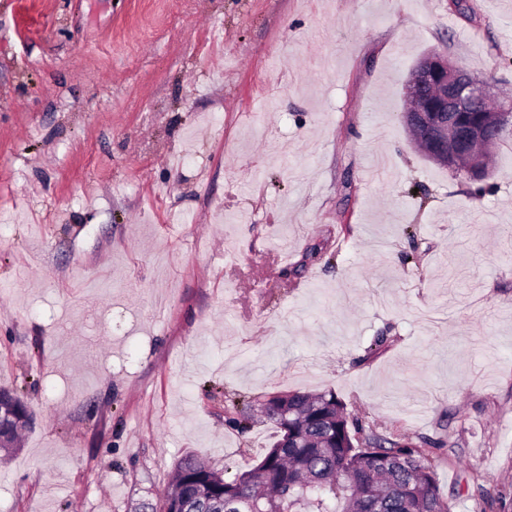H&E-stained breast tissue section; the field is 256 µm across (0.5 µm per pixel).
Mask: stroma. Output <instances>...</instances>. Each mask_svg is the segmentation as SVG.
I'll use <instances>...</instances> for the list:
<instances>
[{"instance_id": "1", "label": "stroma", "mask_w": 512, "mask_h": 512, "mask_svg": "<svg viewBox=\"0 0 512 512\" xmlns=\"http://www.w3.org/2000/svg\"><path fill=\"white\" fill-rule=\"evenodd\" d=\"M431 51L512 88V0H0V512H132L258 463L231 399L334 390L512 512V138L400 119ZM378 355L367 351L377 338ZM10 401H7V403H4V406L7 404L13 408V412L16 413L18 419H22V421L13 422L10 430L6 432L4 435H1V437H5V442L1 446L0 450L4 451L5 453H12L13 451L17 450V448H14L15 440H16V433L18 429H21L22 427L26 426L29 423L30 420V413L28 411L27 405L25 402L15 395V397L10 398Z\"/></svg>"}]
</instances>
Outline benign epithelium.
Listing matches in <instances>:
<instances>
[{
	"instance_id": "1",
	"label": "benign epithelium",
	"mask_w": 512,
	"mask_h": 512,
	"mask_svg": "<svg viewBox=\"0 0 512 512\" xmlns=\"http://www.w3.org/2000/svg\"><path fill=\"white\" fill-rule=\"evenodd\" d=\"M404 94L413 102L404 120L427 142L430 160L472 181L490 175L475 147L512 130L511 112L487 108L497 98L491 82L474 79L448 55L434 51L413 67Z\"/></svg>"
}]
</instances>
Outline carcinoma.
Instances as JSON below:
<instances>
[{
	"label": "carcinoma",
	"instance_id": "1",
	"mask_svg": "<svg viewBox=\"0 0 512 512\" xmlns=\"http://www.w3.org/2000/svg\"><path fill=\"white\" fill-rule=\"evenodd\" d=\"M19 421L0 450L15 451L30 413L10 398ZM257 410L279 429L253 468L227 478L187 455L175 465L163 499L151 512H453L441 492L428 448L443 440L389 432L348 407L332 391L273 393Z\"/></svg>",
	"mask_w": 512,
	"mask_h": 512
}]
</instances>
